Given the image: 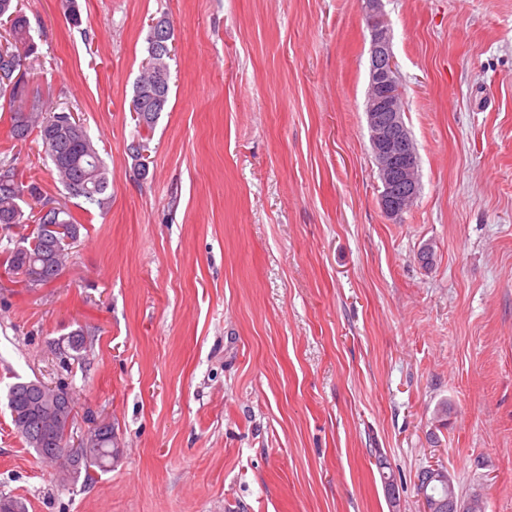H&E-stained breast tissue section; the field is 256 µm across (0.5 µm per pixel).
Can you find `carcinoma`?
<instances>
[{"instance_id": "cac0c4a2", "label": "carcinoma", "mask_w": 512, "mask_h": 512, "mask_svg": "<svg viewBox=\"0 0 512 512\" xmlns=\"http://www.w3.org/2000/svg\"><path fill=\"white\" fill-rule=\"evenodd\" d=\"M0 17L5 18L8 27V38L0 43V57L6 56L16 62V69L0 76V107L8 110L11 122L12 137L20 142L30 137L41 141L50 157L57 181L69 195L81 198L89 207L104 206L110 185L109 170L95 148L92 138L82 123L76 121L71 111H47L40 101L33 100V112L26 122H20L19 115L23 102L30 98V76L21 71L25 60L33 53L30 28L27 16L16 6L13 0H0ZM145 76L137 79L132 101L136 113L137 127L147 126L152 130L158 113L152 111L154 106L153 89H143ZM29 196L33 205L43 206L53 202L44 195L36 181L25 185L12 163L0 159V224L26 225L25 219L33 221L30 231L21 235L15 246L4 248L6 266L14 275L26 277L32 267L43 269L42 285L54 281L66 266L69 244L64 241V234L57 230L59 226H70L80 232L77 223L67 208L60 209L54 224L45 223L35 215L25 216L21 202ZM40 382L29 380L12 384L7 397L12 407L9 408L11 423L15 432L27 447L36 454L48 459L53 452L65 453L69 450L66 425L59 424L53 434L45 435L27 413L26 408L41 403L47 407L49 403L41 400ZM105 440L97 449L84 452L77 458V463L65 476L67 481H76L80 475L90 477V471L106 470L112 465V425H104Z\"/></svg>"}]
</instances>
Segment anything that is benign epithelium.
<instances>
[{
	"label": "benign epithelium",
	"instance_id": "benign-epithelium-1",
	"mask_svg": "<svg viewBox=\"0 0 512 512\" xmlns=\"http://www.w3.org/2000/svg\"><path fill=\"white\" fill-rule=\"evenodd\" d=\"M371 25L366 116L372 153L382 182L380 206L386 216L394 218L419 194V160L403 117L402 92L390 38L379 17L372 16ZM436 484H452L448 471L437 466L423 471L417 480L423 512H478L484 508L482 500L476 496L463 499L452 493L439 500L430 494Z\"/></svg>",
	"mask_w": 512,
	"mask_h": 512
}]
</instances>
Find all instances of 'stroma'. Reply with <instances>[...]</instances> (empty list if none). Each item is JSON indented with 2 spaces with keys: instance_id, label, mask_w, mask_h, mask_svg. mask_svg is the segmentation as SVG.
I'll use <instances>...</instances> for the list:
<instances>
[{
  "instance_id": "1",
  "label": "stroma",
  "mask_w": 512,
  "mask_h": 512,
  "mask_svg": "<svg viewBox=\"0 0 512 512\" xmlns=\"http://www.w3.org/2000/svg\"><path fill=\"white\" fill-rule=\"evenodd\" d=\"M31 92L105 161L104 209L41 142L0 159L81 225L50 284L0 224V496L27 512H421L419 471L512 512V0H382L420 192L380 207L365 0H18ZM170 93L138 175L130 112L152 20ZM432 245V266L417 254ZM83 331L85 347L68 346ZM65 385L111 467L61 482L14 433L13 383ZM447 404L446 424L435 411Z\"/></svg>"
}]
</instances>
